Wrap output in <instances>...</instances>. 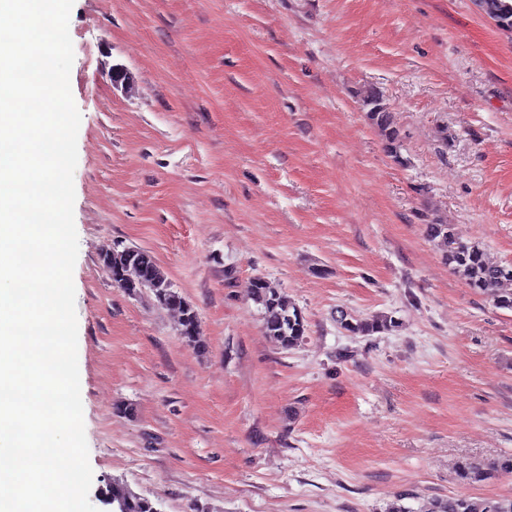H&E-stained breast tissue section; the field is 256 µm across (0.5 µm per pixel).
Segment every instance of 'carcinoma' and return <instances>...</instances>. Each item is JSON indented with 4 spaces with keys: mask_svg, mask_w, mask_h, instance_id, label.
I'll return each mask as SVG.
<instances>
[{
    "mask_svg": "<svg viewBox=\"0 0 512 512\" xmlns=\"http://www.w3.org/2000/svg\"><path fill=\"white\" fill-rule=\"evenodd\" d=\"M362 108L370 124L381 134L386 153L397 163H404L401 155L402 134L395 125L392 112L380 93L374 89L361 97ZM426 238L438 244L449 269L472 290L489 296L495 307L512 310V293L501 292L500 285L512 281V264L491 263L477 243L459 239L452 225L431 221L423 225ZM100 260L116 276V283L125 292L136 295L150 290L155 299L178 314L180 336L188 343L199 344V318L195 308L174 288L167 273L153 256L141 248L114 247L105 249ZM251 298L260 308L267 336L283 349L296 347L305 338L308 328L300 308L286 295L262 278L254 279ZM336 323L353 336H373L399 327V321L389 314L360 316L343 308L336 309ZM458 476L466 483L485 481L498 473H512V454H504L489 464L462 460ZM103 505L114 512H155L152 502L134 492L127 484L112 480L99 492ZM427 512H512V498H473L449 496L432 500Z\"/></svg>",
    "mask_w": 512,
    "mask_h": 512,
    "instance_id": "carcinoma-1",
    "label": "carcinoma"
}]
</instances>
